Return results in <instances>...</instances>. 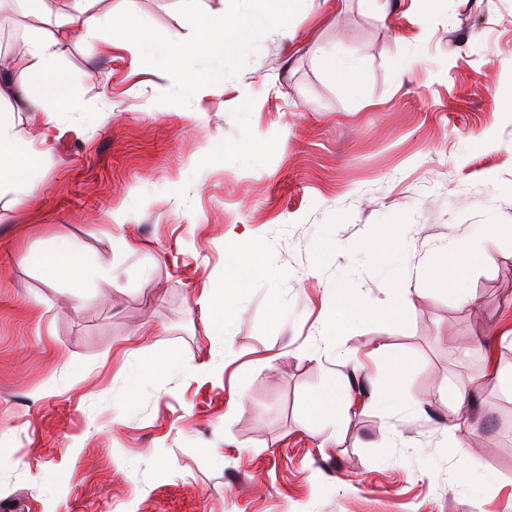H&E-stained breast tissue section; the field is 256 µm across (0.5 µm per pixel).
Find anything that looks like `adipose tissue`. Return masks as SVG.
<instances>
[{"label":"adipose tissue","instance_id":"adipose-tissue-1","mask_svg":"<svg viewBox=\"0 0 512 512\" xmlns=\"http://www.w3.org/2000/svg\"><path fill=\"white\" fill-rule=\"evenodd\" d=\"M65 9L51 10L46 0H21L22 19L26 30L23 51L28 58L25 70L15 71L0 63V102L7 98L23 100L28 111L47 117L59 107L69 104V93L56 60L63 48L77 40L97 39L101 28H109L113 42L104 43V51L121 46L148 57L163 78L176 82L183 78L177 69L178 54H208L222 58L225 47L246 49V36L269 15L290 16L295 0H251L246 14L233 16L211 9L204 0H182L184 8L196 18L197 30L191 44L175 53L154 45L136 23V0H120L112 12L103 14L99 0H66ZM30 141L25 129L0 114V195L22 191L36 195L38 187L27 179L32 163ZM231 268L223 288L205 292L200 304L214 315L209 335L220 336L226 323L238 314L236 295L257 278L250 261L240 252L228 256Z\"/></svg>","mask_w":512,"mask_h":512}]
</instances>
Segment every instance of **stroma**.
<instances>
[{"label": "stroma", "mask_w": 512, "mask_h": 512, "mask_svg": "<svg viewBox=\"0 0 512 512\" xmlns=\"http://www.w3.org/2000/svg\"><path fill=\"white\" fill-rule=\"evenodd\" d=\"M137 21L172 49L195 31L181 0ZM290 25L176 84L75 42L76 111L0 105L40 188L0 196V512H512V393L476 385L512 370V0H302ZM318 46L362 62L363 98ZM254 238L260 276L207 335L199 299ZM452 242L494 257L465 268L470 305L431 281ZM58 244L79 283L49 280ZM397 285L408 321L331 307ZM397 362L415 404L388 412L371 382ZM334 378L351 408L325 445L308 402Z\"/></svg>", "instance_id": "1"}]
</instances>
